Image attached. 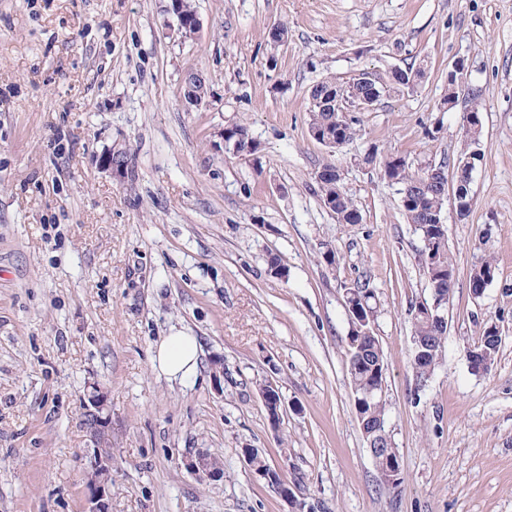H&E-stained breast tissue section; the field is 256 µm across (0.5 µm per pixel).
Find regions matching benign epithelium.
Here are the masks:
<instances>
[{"instance_id":"1","label":"benign epithelium","mask_w":512,"mask_h":512,"mask_svg":"<svg viewBox=\"0 0 512 512\" xmlns=\"http://www.w3.org/2000/svg\"><path fill=\"white\" fill-rule=\"evenodd\" d=\"M178 22V32L187 37L198 32L200 20L197 13L188 16L182 10L173 8ZM327 105L337 107L344 119H350V113L363 112L372 107L369 100H357L347 96L346 90L331 93ZM105 168L122 174L127 168L125 153L121 150H109L104 157ZM476 168L474 161L458 163L455 166V185L453 189L454 208L459 213L466 212L472 206V201L464 199L461 186L471 182V174ZM83 428L90 447L95 449L86 471L85 483L87 489L86 512H109V501L112 490V455L103 451L112 440V413L108 400L102 389L91 386L84 401ZM187 469L201 480H214L221 476V468L211 461L208 454L201 450L189 455L185 460Z\"/></svg>"}]
</instances>
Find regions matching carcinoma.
Listing matches in <instances>:
<instances>
[{
	"mask_svg": "<svg viewBox=\"0 0 512 512\" xmlns=\"http://www.w3.org/2000/svg\"><path fill=\"white\" fill-rule=\"evenodd\" d=\"M423 72L422 65L417 68L411 66L396 69L394 78L385 85L375 80L363 82L355 77L346 82L325 79L313 84L308 91V98L311 100L308 130L318 129L323 136L330 137L337 143L349 142L357 135L354 124L341 122L339 112L322 106L319 100L328 97L331 89L342 87L347 88V93L359 97L375 94L382 98L391 92L409 91L412 89L409 82L422 77ZM224 132L229 134L231 142L237 143V151L241 153H247L249 148L255 146L250 130L244 124L232 125L224 129ZM363 162L379 165L384 178L396 187L401 210L408 223L413 225L421 243L419 261L428 285L432 288L437 281L444 284V288L431 294L425 303L430 306L436 301L439 306H445L444 299L451 292L446 284L454 276L455 267L449 253L448 225L433 223V216L437 207L444 206L448 196L447 164H430L415 171L409 167L406 159L400 156L380 158L375 150L366 153ZM318 192L321 202L329 200L333 203L332 214L338 223L361 222L359 209L343 189L341 174L338 173L319 184ZM491 272H495L493 262H482L472 269L470 284L475 287L484 284L486 275ZM377 301L375 292L360 281L346 288L345 302L348 305L361 309L367 307L374 311L377 309ZM412 320V336L425 345V356L414 366L417 383L423 386L438 363L448 331L436 322L434 311H428L424 307L412 306ZM500 343L499 331L486 329L474 350H484L494 357L499 351ZM348 372L358 424L369 432L365 440L373 438L384 447L390 446L392 441L387 430L386 402L382 396L385 355L378 336H349Z\"/></svg>",
	"mask_w": 512,
	"mask_h": 512,
	"instance_id": "carcinoma-1",
	"label": "carcinoma"
}]
</instances>
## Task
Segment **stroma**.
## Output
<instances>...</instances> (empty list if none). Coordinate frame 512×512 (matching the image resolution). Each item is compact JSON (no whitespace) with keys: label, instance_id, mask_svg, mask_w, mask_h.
<instances>
[{"label":"stroma","instance_id":"obj_1","mask_svg":"<svg viewBox=\"0 0 512 512\" xmlns=\"http://www.w3.org/2000/svg\"><path fill=\"white\" fill-rule=\"evenodd\" d=\"M170 6L0 0V512H85L93 382L112 408L111 512H512V0H193L200 29L188 38ZM460 59L458 101L439 111ZM422 61L414 91L354 113V140L331 152L311 139L313 83ZM191 72L208 91L198 107L183 98ZM475 104L484 158L470 215L445 209L448 335L419 391L421 243L362 158L453 162ZM236 123L253 154L225 152ZM111 148L126 154L124 175L100 163ZM326 162L361 223L321 205ZM272 255L287 277L271 274ZM487 259L496 274L476 298L469 275ZM358 278L381 299L396 488L381 482L351 398L344 288ZM490 326L499 352L476 374L466 352ZM173 330L200 345L184 382L152 368ZM268 382L285 405L276 429ZM199 448L222 460L223 479L186 468ZM246 448L282 469L292 499Z\"/></svg>","mask_w":512,"mask_h":512}]
</instances>
